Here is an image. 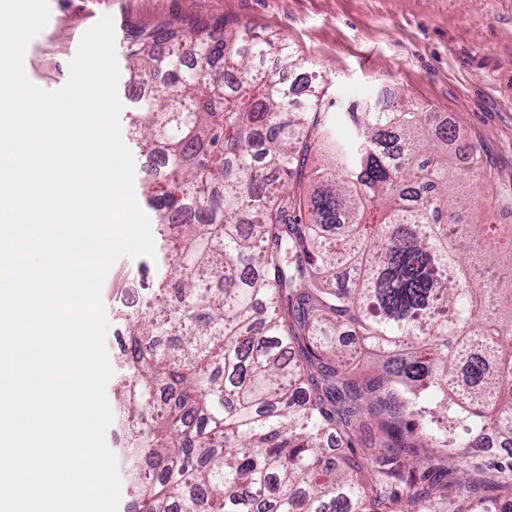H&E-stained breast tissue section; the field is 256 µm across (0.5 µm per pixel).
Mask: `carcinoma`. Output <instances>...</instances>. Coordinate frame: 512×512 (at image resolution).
<instances>
[{
	"mask_svg": "<svg viewBox=\"0 0 512 512\" xmlns=\"http://www.w3.org/2000/svg\"><path fill=\"white\" fill-rule=\"evenodd\" d=\"M268 55L296 65L222 21L125 42L178 272L152 310L113 309L134 512H512V454L470 453L512 442V284L466 277L512 262V224L464 219L475 147L421 104L355 102L334 128L254 67Z\"/></svg>",
	"mask_w": 512,
	"mask_h": 512,
	"instance_id": "cac0c4a2",
	"label": "carcinoma"
}]
</instances>
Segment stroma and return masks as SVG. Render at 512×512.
Returning <instances> with one entry per match:
<instances>
[{
  "label": "stroma",
  "mask_w": 512,
  "mask_h": 512,
  "mask_svg": "<svg viewBox=\"0 0 512 512\" xmlns=\"http://www.w3.org/2000/svg\"><path fill=\"white\" fill-rule=\"evenodd\" d=\"M47 24L27 45L29 81L56 91L84 34L102 17L123 53L130 31L224 20L278 38L302 58L339 122L346 105L373 92L431 107L463 126L484 179L473 181V224L512 223V0H49ZM157 257L123 256L101 287L112 311L129 283L148 301Z\"/></svg>",
  "instance_id": "1"
}]
</instances>
